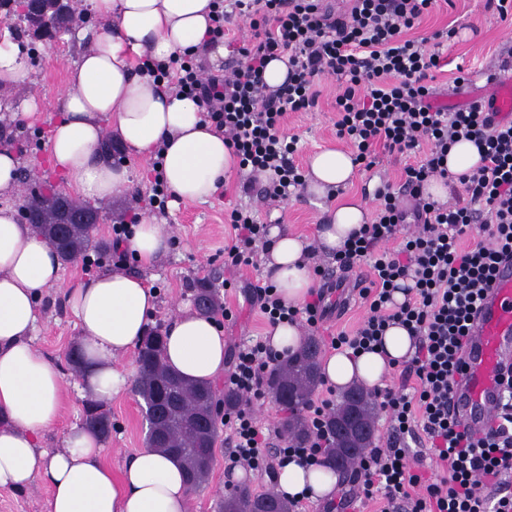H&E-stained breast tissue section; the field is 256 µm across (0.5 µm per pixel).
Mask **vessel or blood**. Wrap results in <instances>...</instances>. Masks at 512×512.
<instances>
[{"instance_id": "b4317fda", "label": "vessel or blood", "mask_w": 512, "mask_h": 512, "mask_svg": "<svg viewBox=\"0 0 512 512\" xmlns=\"http://www.w3.org/2000/svg\"><path fill=\"white\" fill-rule=\"evenodd\" d=\"M487 100L497 118L512 121V73L490 85ZM470 336L449 406L472 434L481 437L492 424L501 376L512 369V261L498 265Z\"/></svg>"}]
</instances>
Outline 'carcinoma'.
Returning a JSON list of instances; mask_svg holds the SVG:
<instances>
[{
  "label": "carcinoma",
  "instance_id": "obj_1",
  "mask_svg": "<svg viewBox=\"0 0 512 512\" xmlns=\"http://www.w3.org/2000/svg\"><path fill=\"white\" fill-rule=\"evenodd\" d=\"M64 204L71 213L93 210V206L60 193H32L28 202L33 210L32 229L64 262H73L90 250L99 255L107 253L106 246L96 240V225L65 223L61 211ZM315 343V337H308L294 354L272 369L267 379L269 394L291 410L286 431L287 436L295 440L307 431L303 409L317 386L309 376V369L319 358L309 353ZM137 369L135 393L145 404L149 424L147 445L180 458L185 465L186 484L192 490L200 488L210 473V466L201 465V457L213 458L218 437L219 426L208 415V408L217 395L215 388L210 383L187 381L170 370L163 334L158 329L150 331L138 345ZM100 409L99 403L88 402L83 423L106 439L109 429L97 427ZM264 500L270 503V512H289L288 501L277 494H254L247 487L225 498L221 512H256L257 504Z\"/></svg>",
  "mask_w": 512,
  "mask_h": 512
}]
</instances>
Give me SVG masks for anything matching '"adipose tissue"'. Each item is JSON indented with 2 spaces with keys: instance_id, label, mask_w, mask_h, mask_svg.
I'll return each mask as SVG.
<instances>
[{
  "instance_id": "1",
  "label": "adipose tissue",
  "mask_w": 512,
  "mask_h": 512,
  "mask_svg": "<svg viewBox=\"0 0 512 512\" xmlns=\"http://www.w3.org/2000/svg\"><path fill=\"white\" fill-rule=\"evenodd\" d=\"M103 20L70 69L60 116L50 130L49 162L65 184L82 196L108 199L134 177L149 179L150 169L133 174L114 164L104 147L113 139L143 160L161 153V171L175 202H203L219 193L236 163L223 135L206 124L194 100L175 96L141 72L143 63L163 61L190 51L215 60L222 44L210 38L212 0H89ZM164 151H157V144ZM357 168L349 154L330 148L313 154L307 192L326 196L346 188ZM367 219L365 203L343 197L328 209L318 227L323 253L341 249ZM266 270L283 299L305 303L314 286L305 244L274 226ZM126 248L141 266L167 250L162 225L140 219ZM61 262L53 248L15 210L0 206V487L27 490L41 481L51 490L49 512H187L190 491L181 461L144 447L120 472L103 459L102 437L73 425L61 450L48 452L41 442L59 414L63 375L33 343L36 307L42 288L58 282ZM81 330L87 363L79 376L85 391L109 399L124 391L128 371L118 362L148 330L158 308L155 290L137 273H98L68 293ZM167 362L182 377L214 382L224 372V331L212 317L182 309L166 331ZM413 341L406 329L389 327L372 351L335 350L321 360L322 381L341 391L359 385L380 387L392 365L410 357ZM340 477L323 466L288 462L278 472V488L287 497L334 498Z\"/></svg>"
}]
</instances>
